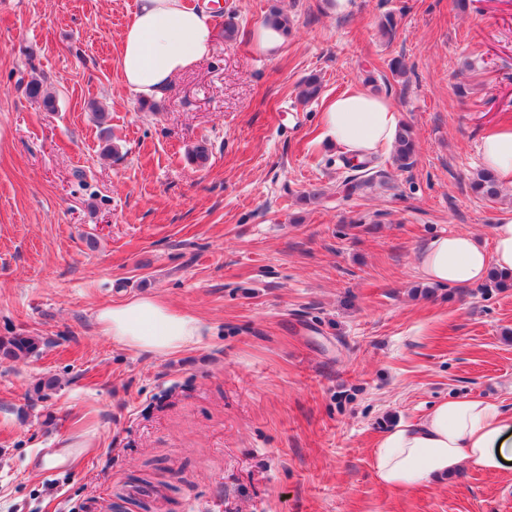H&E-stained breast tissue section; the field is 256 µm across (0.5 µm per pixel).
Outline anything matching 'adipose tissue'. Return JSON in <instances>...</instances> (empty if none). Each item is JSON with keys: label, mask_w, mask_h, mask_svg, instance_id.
Returning <instances> with one entry per match:
<instances>
[{"label": "adipose tissue", "mask_w": 512, "mask_h": 512, "mask_svg": "<svg viewBox=\"0 0 512 512\" xmlns=\"http://www.w3.org/2000/svg\"><path fill=\"white\" fill-rule=\"evenodd\" d=\"M216 39L210 14L188 0H136L121 36L120 80L140 99L159 98L176 76L210 54ZM399 124L391 98L359 88L329 99L321 112L323 140L361 157L390 153ZM480 162L512 186L511 125L483 137ZM492 239L487 247L470 232L438 236L420 252L419 270L442 285L478 283L493 269L512 275V218L493 226ZM97 319L104 335L141 352L167 355L202 340L198 318L175 313L152 297L103 308ZM372 456L377 479L395 489L466 465L497 471L512 460V410L482 398L447 399L383 433Z\"/></svg>", "instance_id": "ef3b65f1"}]
</instances>
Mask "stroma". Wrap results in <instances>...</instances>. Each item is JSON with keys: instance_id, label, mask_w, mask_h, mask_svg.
Returning <instances> with one entry per match:
<instances>
[{"instance_id": "35a3bbf8", "label": "stroma", "mask_w": 512, "mask_h": 512, "mask_svg": "<svg viewBox=\"0 0 512 512\" xmlns=\"http://www.w3.org/2000/svg\"><path fill=\"white\" fill-rule=\"evenodd\" d=\"M135 2L0 0V336L46 342L0 363V512H112L119 494L151 512H512V465L400 490L371 465L434 402L512 408V288L432 284L416 261L452 231L491 245L512 217V189H470L483 133L512 123V0H190L238 33L149 103L118 76ZM274 8L288 35L268 56L251 33ZM312 73L324 97L392 98L413 166L375 157L382 180L347 194L321 100L297 99ZM145 296L197 317L201 343L103 335L102 308Z\"/></svg>"}]
</instances>
